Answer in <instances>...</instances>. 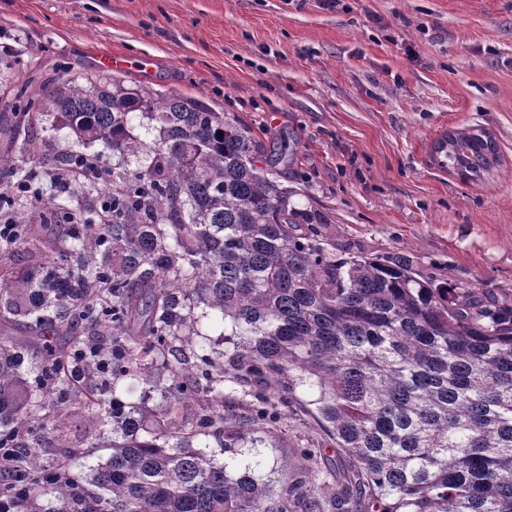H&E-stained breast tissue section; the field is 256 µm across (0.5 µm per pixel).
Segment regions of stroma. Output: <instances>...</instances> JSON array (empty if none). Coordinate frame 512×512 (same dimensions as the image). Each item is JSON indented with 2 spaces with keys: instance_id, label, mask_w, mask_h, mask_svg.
Segmentation results:
<instances>
[{
  "instance_id": "35a3bbf8",
  "label": "stroma",
  "mask_w": 512,
  "mask_h": 512,
  "mask_svg": "<svg viewBox=\"0 0 512 512\" xmlns=\"http://www.w3.org/2000/svg\"><path fill=\"white\" fill-rule=\"evenodd\" d=\"M4 46L0 185L42 170L12 147L13 88L117 54L126 85L204 98L280 148L276 179L336 257L403 250L422 278L512 290V0H0ZM481 129L500 156L482 179L431 165L441 134ZM260 437L237 460L262 461L276 491L301 449L321 471L348 466L305 399ZM98 441L78 408L32 438L49 459L68 443L78 467L102 456Z\"/></svg>"
}]
</instances>
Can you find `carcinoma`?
Here are the masks:
<instances>
[{"mask_svg": "<svg viewBox=\"0 0 512 512\" xmlns=\"http://www.w3.org/2000/svg\"><path fill=\"white\" fill-rule=\"evenodd\" d=\"M28 129L54 115L75 149L57 166L91 174L81 148L119 155L108 218L38 199L44 223L68 225V248L19 225L0 241V323L25 321L30 374L0 348V512H512V294L417 277L400 253L338 261L288 189L258 166L274 154L206 101L129 87L104 75L15 95ZM156 132L148 146L136 133ZM487 131L448 137V168L473 180L495 160ZM53 254L7 262L15 245ZM206 311L196 316L185 301ZM85 324L86 336L72 335ZM224 324V363L193 350ZM168 372L164 405H126L127 379ZM264 384L262 400L307 395L351 462L338 492L308 465L278 496L250 468L216 458L250 448L275 417L224 415V375ZM200 405L195 426L187 411ZM70 405L112 436L77 474L45 459L34 427L57 430Z\"/></svg>", "mask_w": 512, "mask_h": 512, "instance_id": "obj_1", "label": "carcinoma"}]
</instances>
